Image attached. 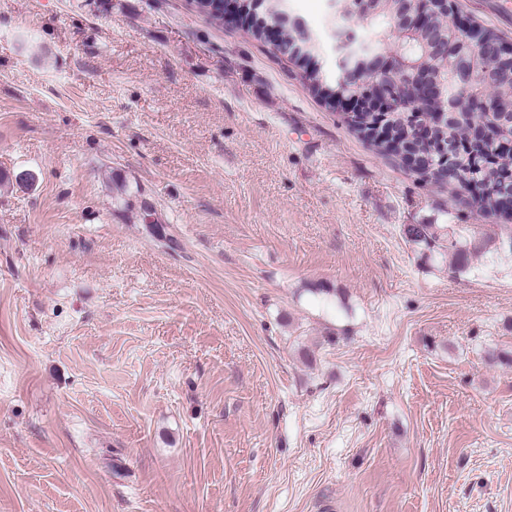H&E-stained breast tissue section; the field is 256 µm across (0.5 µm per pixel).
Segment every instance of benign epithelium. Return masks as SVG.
Listing matches in <instances>:
<instances>
[{
  "mask_svg": "<svg viewBox=\"0 0 512 512\" xmlns=\"http://www.w3.org/2000/svg\"><path fill=\"white\" fill-rule=\"evenodd\" d=\"M394 9L406 14L410 23L407 34L416 38L424 47L423 55L410 63L394 51L386 48L375 51L345 39L336 45V82L340 85L353 71L364 75L353 93L336 94V103L349 106V115L371 112L378 117L374 133L379 139L390 136L393 118L399 116L411 120L418 112H425L423 122L415 124L421 139L432 138L436 126L440 125L444 113L458 111L453 91L446 92L448 108H434L431 101L435 93L454 84H466L467 109L470 112H495L488 91L480 80L484 63L491 58L498 63L512 58V45L502 41L487 42L483 33L474 34L458 46L454 45L455 26L469 27L459 16L443 31L432 24L431 8L438 7L444 13L451 12V0H391ZM453 49V64L445 76L436 75L431 68V57L448 54ZM465 138L470 143H493L496 151L512 148V130L504 126L494 127L485 122L468 126Z\"/></svg>",
  "mask_w": 512,
  "mask_h": 512,
  "instance_id": "benign-epithelium-1",
  "label": "benign epithelium"
}]
</instances>
